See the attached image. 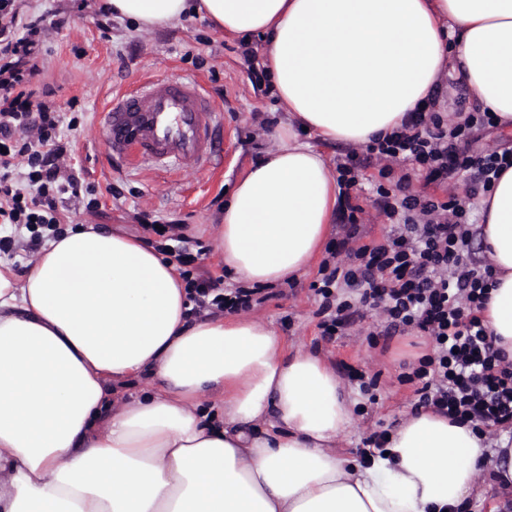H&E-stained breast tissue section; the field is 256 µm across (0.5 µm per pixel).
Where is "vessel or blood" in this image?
Returning a JSON list of instances; mask_svg holds the SVG:
<instances>
[{
	"label": "vessel or blood",
	"mask_w": 512,
	"mask_h": 512,
	"mask_svg": "<svg viewBox=\"0 0 512 512\" xmlns=\"http://www.w3.org/2000/svg\"><path fill=\"white\" fill-rule=\"evenodd\" d=\"M221 124L197 79L154 75L111 101L101 133L107 154L130 155L168 171L187 162L211 163Z\"/></svg>",
	"instance_id": "vessel-or-blood-1"
}]
</instances>
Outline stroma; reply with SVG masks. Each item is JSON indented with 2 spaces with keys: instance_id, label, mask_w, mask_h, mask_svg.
Returning <instances> with one entry per match:
<instances>
[{
  "instance_id": "35a3bbf8",
  "label": "stroma",
  "mask_w": 512,
  "mask_h": 512,
  "mask_svg": "<svg viewBox=\"0 0 512 512\" xmlns=\"http://www.w3.org/2000/svg\"><path fill=\"white\" fill-rule=\"evenodd\" d=\"M19 13L45 15V38L40 45L37 77L47 100L65 115H78L75 129L64 130L67 160L78 172L80 192L65 190L57 197L58 231L85 224H98L144 238L153 244L162 239L145 229L142 218L159 224H179L190 240L205 249L198 261L201 269L222 275L224 264L217 252L218 224L224 204L236 181L259 153L278 143L277 128L287 115L279 102L262 62L261 37L250 42L224 37L198 17L177 26L140 29L127 20L102 12L97 0H14ZM162 74L173 79L198 77L223 127L216 133L220 157L214 167L193 165L168 174L149 166L106 160L100 134V115L113 97L143 77ZM360 187L352 201L366 209L361 226L362 242L379 241L391 226L370 214L379 183L378 171H361ZM99 206L90 209L89 197ZM48 239V231L0 225V237L13 241L11 252L0 260L24 276L36 257L29 247L31 236ZM319 278L310 267L289 284L268 290L266 299L252 315L272 324L294 348L325 356L344 372L354 367L379 376L376 403H369L356 384L347 389L356 401L350 433L336 447L350 459L361 456V441L375 430L393 428L413 410L414 386L403 381V363L428 353L425 337L411 332L383 340L376 336V312H366L343 336L322 337L311 288Z\"/></svg>"
}]
</instances>
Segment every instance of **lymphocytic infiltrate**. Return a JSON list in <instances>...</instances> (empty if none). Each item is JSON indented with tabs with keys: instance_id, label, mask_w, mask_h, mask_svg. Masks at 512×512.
<instances>
[{
	"instance_id": "obj_1",
	"label": "lymphocytic infiltrate",
	"mask_w": 512,
	"mask_h": 512,
	"mask_svg": "<svg viewBox=\"0 0 512 512\" xmlns=\"http://www.w3.org/2000/svg\"><path fill=\"white\" fill-rule=\"evenodd\" d=\"M42 22L39 16L20 17L14 0H0V224H56L62 187H79L75 175L61 176L56 165L63 152L60 125L73 128L77 122L36 99L35 36ZM493 121L489 112H461L447 125L427 105L370 144L381 177H389L395 165L412 169L393 187L376 188L373 206L391 231L379 243L324 260L313 284L322 336L343 335L368 309L377 312L384 338L420 333L433 352L411 372L416 408L472 423L489 435L512 432V360L495 348L481 317L494 269L490 258L475 257L468 199L489 190L512 166V150L473 156L467 146L474 130ZM415 174L430 184L463 181L464 193L443 201L411 193ZM174 259L192 314L259 304L257 289L227 293L222 277L193 271L191 254Z\"/></svg>"
}]
</instances>
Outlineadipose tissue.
<instances>
[{"label": "adipose tissue", "instance_id": "obj_1", "mask_svg": "<svg viewBox=\"0 0 512 512\" xmlns=\"http://www.w3.org/2000/svg\"><path fill=\"white\" fill-rule=\"evenodd\" d=\"M152 29L190 15L261 36L288 114L223 210L224 268L279 285L326 251L340 203L307 142L401 127L452 71L512 131V0H104ZM494 282L482 317L512 359V167L481 200ZM175 266L92 224L25 278L0 263V512H458L478 487L471 425L418 411L367 461L336 441L354 403L332 365L249 316L189 319ZM158 386L122 398L129 379Z\"/></svg>", "mask_w": 512, "mask_h": 512}]
</instances>
